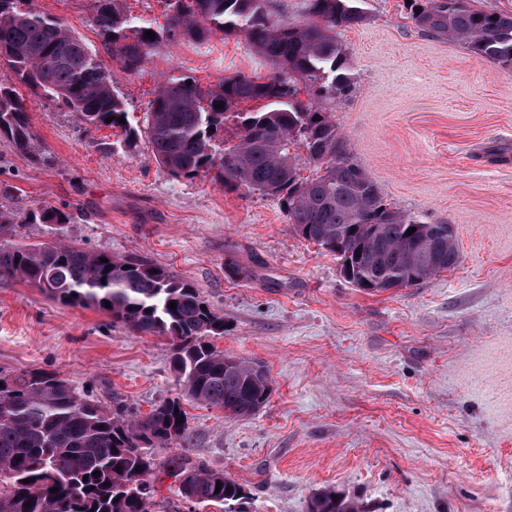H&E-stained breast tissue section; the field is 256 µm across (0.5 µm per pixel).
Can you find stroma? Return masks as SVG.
I'll return each mask as SVG.
<instances>
[{
  "instance_id": "stroma-1",
  "label": "stroma",
  "mask_w": 512,
  "mask_h": 512,
  "mask_svg": "<svg viewBox=\"0 0 512 512\" xmlns=\"http://www.w3.org/2000/svg\"><path fill=\"white\" fill-rule=\"evenodd\" d=\"M89 45L93 0H34ZM363 24L336 38L353 82L326 102L350 154L392 207L448 224L456 267L369 293L334 254L296 235L278 199L176 178L147 143L84 130L28 99L36 164L0 140V209L40 206L67 224H22L144 256L191 282L224 317L216 345L263 364L269 398L248 417L186 403L190 455L250 495V512H308L325 487L363 512H512V67L418 29L407 0H357ZM201 85L271 64L245 34L175 42L138 74L114 71L132 125L173 69ZM166 337L113 326L39 289L0 281V373L54 370L107 403L148 414L183 392ZM158 448V512H188Z\"/></svg>"
}]
</instances>
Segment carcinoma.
<instances>
[{"label":"carcinoma","mask_w":512,"mask_h":512,"mask_svg":"<svg viewBox=\"0 0 512 512\" xmlns=\"http://www.w3.org/2000/svg\"><path fill=\"white\" fill-rule=\"evenodd\" d=\"M165 4L166 25L156 26L126 13L123 0H95V48L27 0H0V59L12 73L10 81L0 80V140L36 162L45 160L36 149L20 84L74 112L89 130L121 129L133 146L138 130L118 122L128 112L114 69L137 74L172 41L188 38L201 46L214 30L244 31L276 73L263 81L235 74L207 88L192 76L169 75L144 119L158 163L177 178L210 177L228 191L243 188L279 199L293 231L349 262L354 283L365 291L415 286L458 264L450 225L389 208L322 108L321 102L352 89L346 54L336 41V29L366 20L352 0ZM411 15L422 31L462 42L475 59L512 67V14L471 9L464 0H413ZM147 31L155 38L145 36ZM301 85L309 91L307 102L298 98ZM260 101L264 105L256 110L242 109ZM230 119L239 128L238 140L221 149L218 142ZM299 144L322 174L301 176L293 152ZM70 220L55 207H38L25 216L28 224ZM15 227L16 216L0 210V280H19L69 307L100 310L113 325L132 332L167 337L172 370L186 395L200 404L241 418L266 403L268 373L217 348L212 338L224 335V316L191 283L143 258L54 240L11 243L6 236ZM412 227L415 232L407 234ZM420 238L438 260L427 271L413 264L412 245ZM187 424L178 398L132 416L118 404L86 397L54 371L0 375V512H154L152 477L158 466L152 449L184 442ZM169 465L189 512L209 506L235 512L243 486L224 472L186 454ZM308 512L362 510L329 487L311 500Z\"/></svg>","instance_id":"obj_1"}]
</instances>
